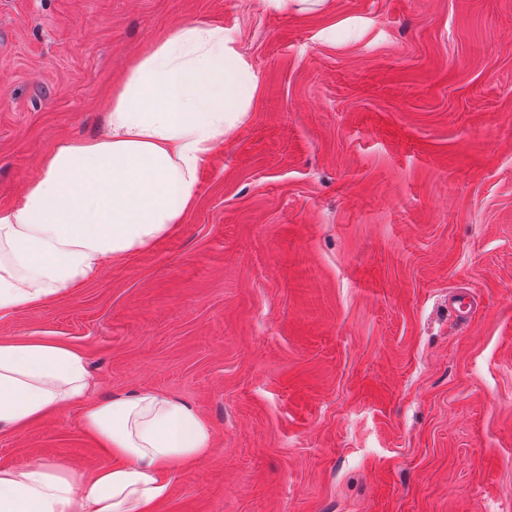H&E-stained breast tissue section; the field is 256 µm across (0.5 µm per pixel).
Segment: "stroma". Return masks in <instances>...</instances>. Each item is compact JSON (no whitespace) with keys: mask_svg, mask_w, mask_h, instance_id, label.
I'll return each mask as SVG.
<instances>
[{"mask_svg":"<svg viewBox=\"0 0 512 512\" xmlns=\"http://www.w3.org/2000/svg\"><path fill=\"white\" fill-rule=\"evenodd\" d=\"M189 22L235 35L247 123L170 235L0 342L198 409L214 447L154 512H512V0H0V208ZM27 462L113 459L73 405L0 432Z\"/></svg>","mask_w":512,"mask_h":512,"instance_id":"1","label":"stroma"}]
</instances>
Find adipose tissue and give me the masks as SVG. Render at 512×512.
<instances>
[{"mask_svg":"<svg viewBox=\"0 0 512 512\" xmlns=\"http://www.w3.org/2000/svg\"><path fill=\"white\" fill-rule=\"evenodd\" d=\"M257 79L229 31L201 22L163 35L104 106L98 136L61 141L0 210V315L43 304L170 234L202 162L247 119ZM83 356L56 341L0 343V430L84 408L113 456L88 477L62 465L0 468V512H153L167 473L209 455L188 402L153 389L95 400Z\"/></svg>","mask_w":512,"mask_h":512,"instance_id":"1","label":"adipose tissue"}]
</instances>
